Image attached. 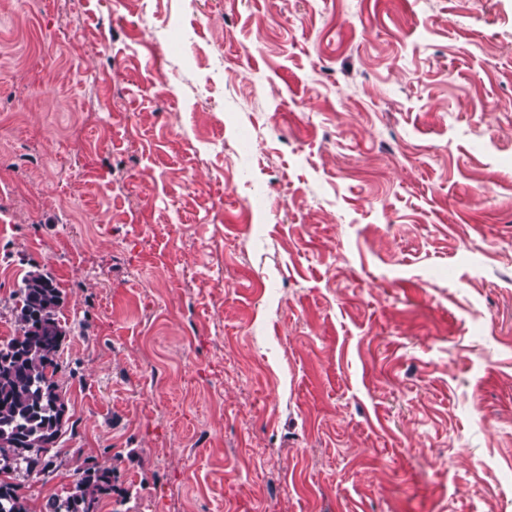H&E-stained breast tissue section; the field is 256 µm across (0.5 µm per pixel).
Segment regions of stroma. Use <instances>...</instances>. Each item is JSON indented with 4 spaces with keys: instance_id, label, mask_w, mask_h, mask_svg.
<instances>
[{
    "instance_id": "obj_1",
    "label": "stroma",
    "mask_w": 512,
    "mask_h": 512,
    "mask_svg": "<svg viewBox=\"0 0 512 512\" xmlns=\"http://www.w3.org/2000/svg\"><path fill=\"white\" fill-rule=\"evenodd\" d=\"M62 293L29 512H512V0H0V343ZM115 468L87 469L75 484L74 491L64 500H52L49 512H96L100 499L114 489Z\"/></svg>"
}]
</instances>
